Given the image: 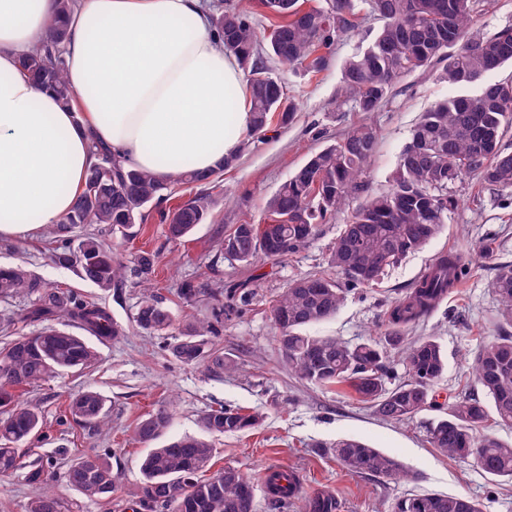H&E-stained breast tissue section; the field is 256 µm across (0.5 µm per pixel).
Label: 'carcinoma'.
I'll list each match as a JSON object with an SVG mask.
<instances>
[{
  "mask_svg": "<svg viewBox=\"0 0 512 512\" xmlns=\"http://www.w3.org/2000/svg\"><path fill=\"white\" fill-rule=\"evenodd\" d=\"M368 5L382 21L370 33L363 51L349 58L342 71L343 96L358 111H378L389 99L394 82L407 74L443 61L440 79L465 93L438 102L422 113L401 153L390 188L370 197L353 210L348 224L336 238L330 264L343 276L339 283L310 275L282 289L273 299L271 315L288 370L320 386L344 384L385 420L405 421L427 408L444 411L428 430V442L439 453L485 473L512 482V444L485 433L490 415L512 424V264L496 268L492 283L498 298L499 333L480 346L473 359V374L487 407L479 398L460 393L444 406L433 388L448 369V359L433 337L409 339L408 330L429 316L454 285L470 272L469 262L457 253L437 258L415 286L388 310L385 343L367 340L357 345L329 336H311L304 329L334 316L347 294L376 281L408 253L424 247L437 236L455 200L448 187L464 176H473L494 189L512 188V152L502 144L512 124V80L466 88L483 76L512 64V26L489 36L471 34L475 0H324L323 6L302 7L299 0H260L270 21L265 40L258 39L247 11L236 6H215L212 23L224 50L248 69L250 111L248 138L240 152L266 136L273 120L288 125L296 107L285 93L281 79L267 60L319 70L328 49L355 27L356 2ZM78 0H56V19L47 37L21 56L20 73L52 90L64 106L77 95L64 69L65 19ZM377 137L361 126L342 140L312 154L265 203L270 223L237 224L218 242L223 257L252 264L259 255L281 259L308 245L320 225L347 203L367 191V167L376 153ZM96 163L88 170L84 187L72 210L51 230L57 246L52 260L74 266L82 280L107 291L130 281L149 286L158 256L140 250L129 262L115 257L97 233H86L71 246L72 233L81 224L105 227L123 237L148 221L150 209L167 202L179 184L219 183L224 170L239 156L208 173L177 169L166 178L125 167L107 147L93 145ZM209 217L202 197L160 211L161 223L173 239L189 236ZM227 314L250 305L251 281L224 286ZM27 295L37 302L29 322L49 319L62 326H48L31 335L18 336L0 349V385L22 391L68 371H82L98 362L97 351L84 336L64 327L76 322L101 340L125 335L107 309L95 301L77 299L54 288L19 267H0V297ZM134 323L148 333L175 332L168 345L172 357L186 365H199L221 376L231 368L211 337L218 329L211 322L191 320L177 324L172 310L145 290ZM401 354L407 378L393 382L387 362L390 351ZM66 410L83 425L98 427L104 421L106 399L85 389L74 395ZM171 414L160 408L147 414L134 428L137 441L148 443L167 435ZM256 412L220 408L200 417L205 433L222 436L255 427ZM42 426L39 408L14 402L0 419V477L24 475L41 486L26 504V512H70L69 504L52 490L47 478L51 462L28 461L22 444ZM215 448L194 435L169 439L154 448L141 464L138 503L144 512L161 506L167 512H253L254 488L238 469L226 466L204 478ZM331 453L348 471L389 480L404 477L400 463L355 439H340ZM66 483L90 501L112 497L117 477L98 455H81L67 464ZM266 494L278 507L301 494L294 474L271 471L264 476ZM305 512H337L336 498L318 491L305 497ZM390 512H485L482 503L461 495L423 493L396 499Z\"/></svg>",
  "mask_w": 512,
  "mask_h": 512,
  "instance_id": "1",
  "label": "carcinoma"
}]
</instances>
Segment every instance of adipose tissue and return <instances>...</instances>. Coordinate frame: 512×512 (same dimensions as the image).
I'll return each mask as SVG.
<instances>
[{"label":"adipose tissue","instance_id":"adipose-tissue-1","mask_svg":"<svg viewBox=\"0 0 512 512\" xmlns=\"http://www.w3.org/2000/svg\"><path fill=\"white\" fill-rule=\"evenodd\" d=\"M55 15V0H0V239L62 221L94 162L91 141L165 177L176 162L216 169L248 129L242 69L205 0H81L64 46L70 108L16 72Z\"/></svg>","mask_w":512,"mask_h":512}]
</instances>
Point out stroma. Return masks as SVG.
Listing matches in <instances>:
<instances>
[{"instance_id": "obj_1", "label": "stroma", "mask_w": 512, "mask_h": 512, "mask_svg": "<svg viewBox=\"0 0 512 512\" xmlns=\"http://www.w3.org/2000/svg\"><path fill=\"white\" fill-rule=\"evenodd\" d=\"M380 25L376 16L360 13L359 27L340 38L328 52L321 72L277 66L276 71L297 104L295 120L267 132L236 164L225 170L219 186L180 185L174 202L204 197L210 217L188 237L169 238L158 214L131 240L110 239L119 258L148 248L159 256L153 292L176 316L211 318L224 307V284L255 276V294L242 313L226 319L213 343L232 363L231 372L216 378L202 369L173 360L169 336L139 330L133 317L142 286L126 283L109 291L81 280L75 269L50 259L48 232L25 239L0 240V266H21L50 285H61L79 298L100 303L126 329L125 336L97 342L100 360L94 367L15 392L20 401L37 404L43 415L40 438L31 440L35 454L65 463L82 454L105 459L121 481L110 499L89 501L69 487L63 476L51 486L70 503L72 512H133L140 485V461L146 444L133 430L147 412L169 407L171 435L199 433V417L220 407L262 413L254 429L213 438L216 450L209 470L232 466L251 479L277 467L298 477L303 490L325 489L338 501L337 512H386L400 497L424 492L467 495L482 500L487 512H512V484L497 481L473 465L455 462L432 448L426 431L436 416L425 410L406 422L387 421L345 386L320 387L292 375L281 361L271 301L293 280L316 274L335 276L330 253L351 211L342 209L322 224L316 238L280 262L260 256L245 267L216 259L215 242L233 225L264 223L265 202L288 180L308 156L343 138L360 125L373 127L378 149L367 170L370 193L389 188L398 158L422 112L452 96L455 86L441 82L438 67L397 80L392 95L377 112L357 111L339 95L344 62L365 45L368 31ZM457 200L442 232L426 247L391 267L378 282L349 294L336 315L307 327L312 336H333L350 344L380 338L390 306L413 287L437 257L458 252L471 263V274L451 291L436 311L413 328L411 337H434L448 355V370L435 385L439 403L452 402L463 384L473 393V354L499 330L496 297L491 283L500 264H512V190L495 191L467 178L451 189ZM191 281L199 293L189 303L177 295L182 282ZM106 398L109 425L93 429L76 423L65 412L69 394L84 387ZM353 438L396 459L407 479L392 481L344 469L328 446Z\"/></svg>"}]
</instances>
